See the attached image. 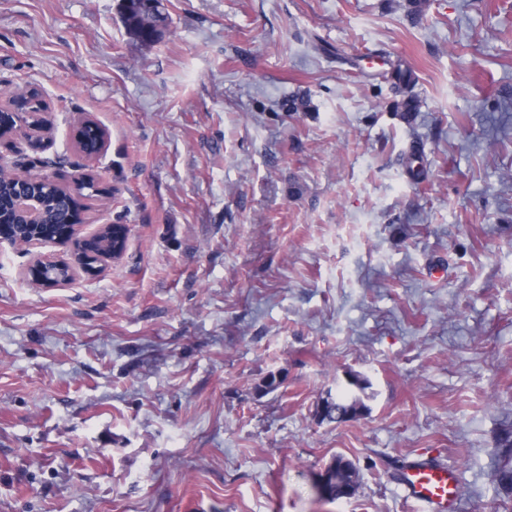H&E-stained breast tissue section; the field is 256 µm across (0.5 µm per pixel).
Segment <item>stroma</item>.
I'll list each match as a JSON object with an SVG mask.
<instances>
[{"instance_id": "stroma-1", "label": "stroma", "mask_w": 512, "mask_h": 512, "mask_svg": "<svg viewBox=\"0 0 512 512\" xmlns=\"http://www.w3.org/2000/svg\"><path fill=\"white\" fill-rule=\"evenodd\" d=\"M162 3L146 45L121 0H0V97L41 87L68 176L100 124L82 231L130 229L61 288L0 245V512H422L421 457L512 512V0Z\"/></svg>"}]
</instances>
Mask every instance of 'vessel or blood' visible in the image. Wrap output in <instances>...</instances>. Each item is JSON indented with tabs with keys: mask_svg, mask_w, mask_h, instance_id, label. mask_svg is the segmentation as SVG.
<instances>
[{
	"mask_svg": "<svg viewBox=\"0 0 512 512\" xmlns=\"http://www.w3.org/2000/svg\"><path fill=\"white\" fill-rule=\"evenodd\" d=\"M398 481L424 512H455L458 479L454 468L430 458L415 459L403 466Z\"/></svg>",
	"mask_w": 512,
	"mask_h": 512,
	"instance_id": "1",
	"label": "vessel or blood"
}]
</instances>
